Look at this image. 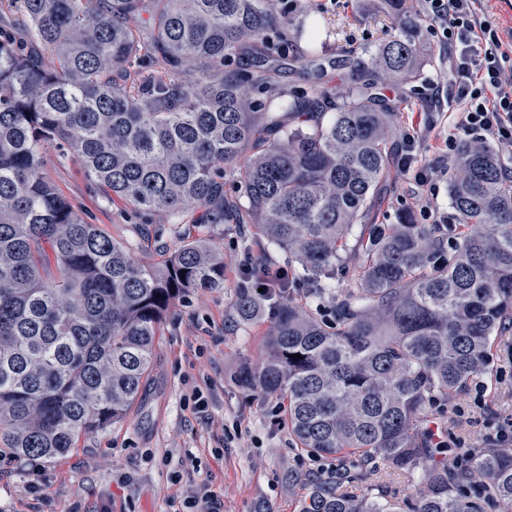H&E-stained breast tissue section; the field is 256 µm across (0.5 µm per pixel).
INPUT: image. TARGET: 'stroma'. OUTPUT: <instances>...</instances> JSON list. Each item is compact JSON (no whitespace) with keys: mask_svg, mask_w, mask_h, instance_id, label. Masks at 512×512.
Segmentation results:
<instances>
[{"mask_svg":"<svg viewBox=\"0 0 512 512\" xmlns=\"http://www.w3.org/2000/svg\"><path fill=\"white\" fill-rule=\"evenodd\" d=\"M284 6L290 27L275 50L290 59L308 49L292 27L301 19L319 26L326 57L362 65L361 48L383 45L416 24L434 56L418 81L384 93L399 99L397 128L417 137L419 163L446 154L454 120L430 103L446 50L429 21L412 11L385 14L375 0H285ZM45 173L86 221L127 245L136 261L155 266L163 260L159 242L173 238L163 216L107 198L89 183L77 155L49 157ZM404 214L419 217L420 207L410 180L394 165L366 221L393 224ZM244 233L236 224L224 227L223 287L188 292L167 311L150 374L123 421L86 434L64 458L39 460L35 471L20 460L0 461V512H171L173 501L202 488L223 502L224 512H298L306 479L332 463L297 447L282 398L238 381L243 364L263 361L273 320L268 301L248 321L232 307L242 283ZM491 365V373L449 398V447H487L486 433L512 417V335L497 341ZM196 387L205 409L192 398Z\"/></svg>","mask_w":512,"mask_h":512,"instance_id":"1","label":"stroma"}]
</instances>
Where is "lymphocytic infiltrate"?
Segmentation results:
<instances>
[{
    "mask_svg": "<svg viewBox=\"0 0 512 512\" xmlns=\"http://www.w3.org/2000/svg\"><path fill=\"white\" fill-rule=\"evenodd\" d=\"M477 2L416 0L421 16L451 44L449 78L438 83L432 103L455 112L464 134L512 145V57L497 30L479 18Z\"/></svg>",
    "mask_w": 512,
    "mask_h": 512,
    "instance_id": "1",
    "label": "lymphocytic infiltrate"
}]
</instances>
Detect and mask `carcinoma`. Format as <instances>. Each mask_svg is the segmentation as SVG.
Segmentation results:
<instances>
[{
	"label": "carcinoma",
	"mask_w": 512,
	"mask_h": 512,
	"mask_svg": "<svg viewBox=\"0 0 512 512\" xmlns=\"http://www.w3.org/2000/svg\"><path fill=\"white\" fill-rule=\"evenodd\" d=\"M282 0H0V450L56 459L138 400L172 303L224 287L214 238H180L163 264L88 223L47 179L49 151L82 161L112 200L203 224H250L246 254L288 253L324 320L278 294L262 364L244 384L276 394L300 448L336 461L299 512H401L386 490L350 495L381 463L422 484L413 512H512V448L448 463L437 403L489 371L512 332V180L485 141L460 143L448 224H363L385 182L398 101L419 79L408 26L352 64L337 99L283 88L272 53ZM244 205L225 211L224 175ZM348 261L353 286L336 291ZM249 285L234 310L252 317Z\"/></svg>",
	"instance_id": "1"
}]
</instances>
